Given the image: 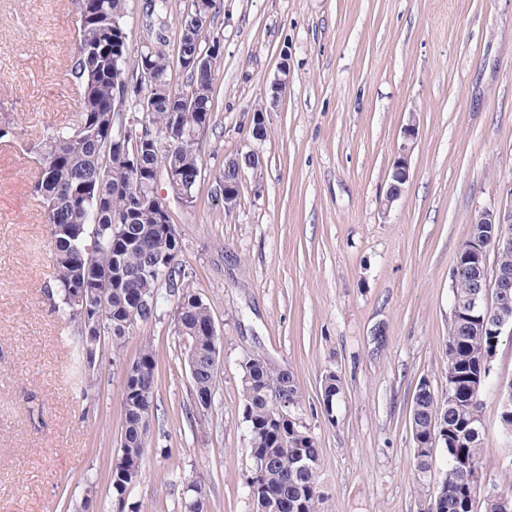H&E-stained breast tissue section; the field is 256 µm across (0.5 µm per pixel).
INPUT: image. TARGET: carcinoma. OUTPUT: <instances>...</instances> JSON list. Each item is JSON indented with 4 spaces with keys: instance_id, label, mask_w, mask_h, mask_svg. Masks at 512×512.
Segmentation results:
<instances>
[{
    "instance_id": "carcinoma-1",
    "label": "carcinoma",
    "mask_w": 512,
    "mask_h": 512,
    "mask_svg": "<svg viewBox=\"0 0 512 512\" xmlns=\"http://www.w3.org/2000/svg\"><path fill=\"white\" fill-rule=\"evenodd\" d=\"M77 14L76 47L68 76L80 98V119L70 126L47 129L32 145L41 169L31 190L41 202L55 266L54 284L47 290L53 310L73 323V375L83 392L94 386L101 341L98 330L82 317V309L99 315L103 335L120 345L139 325L172 317L175 333L187 338L184 359L190 370L193 396L215 394L213 351L220 338L205 330L211 322L207 303L187 280L181 278V238L167 235L163 221L148 204L135 213L127 211L124 190L140 183L149 192L153 174L166 163L199 172L205 178L200 126L210 128L214 100V73L204 74L188 57L171 60L160 46L141 47L137 67L151 71L150 92L130 91L126 107L139 113L154 107L153 124L137 144L119 141L121 132L112 123V79L126 67L124 43L119 32L126 27V0H73ZM216 0H190L180 20L179 39L210 56L209 28ZM186 74L185 84L174 87V64ZM139 175H134V168ZM227 190L240 193L238 169L229 166L218 175ZM466 251L458 258L460 271L452 281L453 321L446 345L448 398L442 400L422 381L414 397L411 435L417 475L427 478L437 449V433L447 437L442 453L447 460L439 485L431 496L436 512H474L482 501L484 512H500L494 498H481L466 486V473L456 466L460 457L481 467L487 451L482 428L469 419L481 413V395L489 372L480 366L482 352L494 337L470 319L466 310L475 294L474 274ZM81 288L96 293L77 301ZM156 359L146 346L124 368V431L120 453L112 462L110 484L117 512L137 482L150 431L156 396ZM241 392L243 420L254 460L247 483V498L256 512H319L323 494L318 479L320 448L296 417L302 396L293 375L259 360L243 358ZM483 377L482 387L475 378ZM288 393V417L275 413L281 391ZM342 384L336 373L325 374L324 401L336 402ZM188 512H206V491L198 482L187 487Z\"/></svg>"
}]
</instances>
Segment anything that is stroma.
<instances>
[{"instance_id": "1", "label": "stroma", "mask_w": 512, "mask_h": 512, "mask_svg": "<svg viewBox=\"0 0 512 512\" xmlns=\"http://www.w3.org/2000/svg\"><path fill=\"white\" fill-rule=\"evenodd\" d=\"M70 0H0V512H74L93 491L110 512L112 461L124 425V366L156 354V406L141 475L126 495L139 512H184L185 489L207 512H250L253 459L243 423V355L288 369L301 422L320 448V512H425L434 479L414 466L419 382L448 395L451 272L476 210L512 183V0H217L216 112L204 140L209 172L193 206L168 204L182 268L220 336L211 409H195L184 341L170 318L104 342L95 385L71 374V331L44 294L54 267L39 173L29 146L75 124L67 76ZM286 84L279 100L271 85ZM270 107L268 135L245 121ZM418 138L410 178L384 200L408 120ZM257 149L240 202L214 193L226 159ZM343 383L332 408L322 378ZM482 396L487 479L512 484V442L499 435L496 384L512 380L501 336Z\"/></svg>"}]
</instances>
